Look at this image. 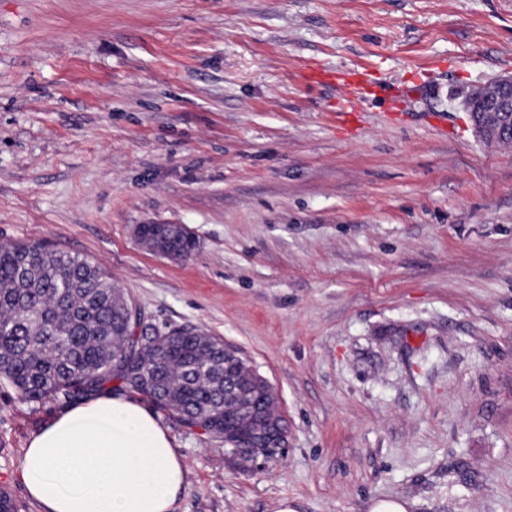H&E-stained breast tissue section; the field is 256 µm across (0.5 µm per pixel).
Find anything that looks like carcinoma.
Masks as SVG:
<instances>
[{
  "label": "carcinoma",
  "instance_id": "cac0c4a2",
  "mask_svg": "<svg viewBox=\"0 0 512 512\" xmlns=\"http://www.w3.org/2000/svg\"><path fill=\"white\" fill-rule=\"evenodd\" d=\"M129 300L92 261L44 242L0 244V377L20 398L69 404L129 392L231 446L250 431L247 412L224 416L222 338L191 326L165 338L141 324Z\"/></svg>",
  "mask_w": 512,
  "mask_h": 512
}]
</instances>
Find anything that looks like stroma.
<instances>
[{"mask_svg":"<svg viewBox=\"0 0 512 512\" xmlns=\"http://www.w3.org/2000/svg\"><path fill=\"white\" fill-rule=\"evenodd\" d=\"M370 69L356 133L336 82ZM512 0H0V243L88 257L146 321L238 349L288 452L248 471L160 414L172 512H512ZM182 224L171 260L135 236ZM58 403L0 378V488ZM465 112L469 114L475 132L486 138L489 133L496 134L501 126H511L512 129V76L499 77L481 87L480 94L472 96L470 93L462 101ZM496 113V117L486 113L483 116V123L479 120L482 111Z\"/></svg>","mask_w":512,"mask_h":512,"instance_id":"stroma-1","label":"stroma"}]
</instances>
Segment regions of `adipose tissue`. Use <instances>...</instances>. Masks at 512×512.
Masks as SVG:
<instances>
[{"instance_id": "ef3b65f1", "label": "adipose tissue", "mask_w": 512, "mask_h": 512, "mask_svg": "<svg viewBox=\"0 0 512 512\" xmlns=\"http://www.w3.org/2000/svg\"><path fill=\"white\" fill-rule=\"evenodd\" d=\"M185 464L132 395L82 400L30 440L21 477L44 512H170Z\"/></svg>"}]
</instances>
